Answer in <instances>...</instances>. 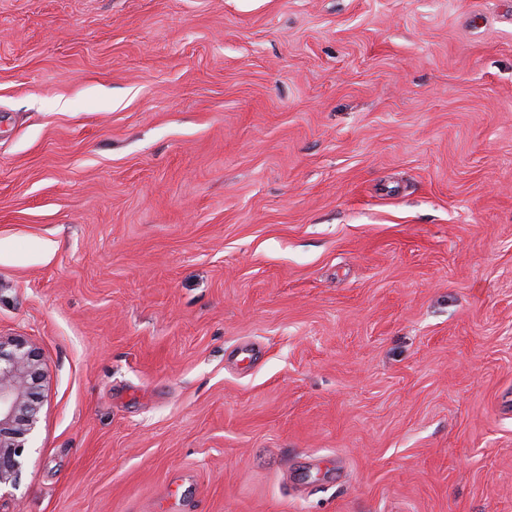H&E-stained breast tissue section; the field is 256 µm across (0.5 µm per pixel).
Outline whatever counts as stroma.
I'll return each instance as SVG.
<instances>
[{"label": "stroma", "mask_w": 512, "mask_h": 512, "mask_svg": "<svg viewBox=\"0 0 512 512\" xmlns=\"http://www.w3.org/2000/svg\"><path fill=\"white\" fill-rule=\"evenodd\" d=\"M0 336V512H512V0H0ZM39 354L21 339L0 336V489L15 486L29 436L38 421L43 372Z\"/></svg>", "instance_id": "1"}]
</instances>
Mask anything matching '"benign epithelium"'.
Wrapping results in <instances>:
<instances>
[{
  "label": "benign epithelium",
  "mask_w": 512,
  "mask_h": 512,
  "mask_svg": "<svg viewBox=\"0 0 512 512\" xmlns=\"http://www.w3.org/2000/svg\"><path fill=\"white\" fill-rule=\"evenodd\" d=\"M43 378L37 351L0 338V485H16L29 436L38 421Z\"/></svg>",
  "instance_id": "1"
}]
</instances>
